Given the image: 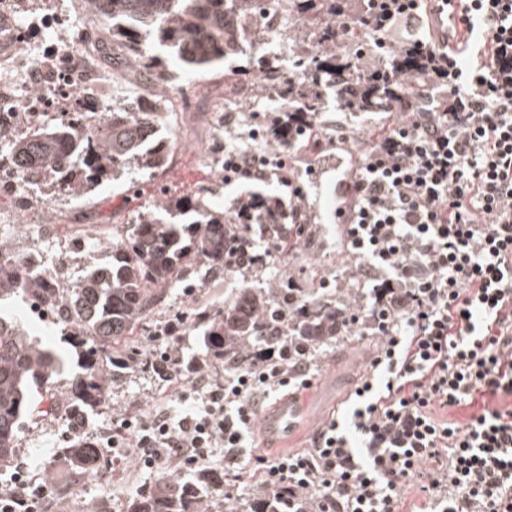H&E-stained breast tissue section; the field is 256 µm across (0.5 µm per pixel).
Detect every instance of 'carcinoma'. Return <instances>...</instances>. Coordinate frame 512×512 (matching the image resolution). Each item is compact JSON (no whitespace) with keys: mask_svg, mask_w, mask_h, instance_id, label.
Instances as JSON below:
<instances>
[{"mask_svg":"<svg viewBox=\"0 0 512 512\" xmlns=\"http://www.w3.org/2000/svg\"><path fill=\"white\" fill-rule=\"evenodd\" d=\"M253 0H84L90 16L110 24L112 44H122L146 62L155 88L170 82L163 50L191 71L224 66L228 60L252 53L240 31L227 25V13L245 12ZM296 22L317 27L314 51L301 69L324 91L336 90L341 81L337 65L317 70L321 46L328 43L336 0H318L316 12L305 17L313 0H291ZM389 100L375 97L357 102L355 112H387ZM152 118L142 101L132 98L125 112L100 113L99 135L91 140L71 123L56 125L30 137L14 140L0 164L7 162L33 177L52 173L66 181V192L78 196L94 191L119 173L137 167L157 168L168 154L149 153L142 141L141 123ZM124 238L112 244L110 260L78 287L52 288L30 274L23 254L0 240V302L20 300L43 313L64 314L57 321L75 350L81 372L66 392L73 414L94 410L105 403L114 372L108 368L135 355L128 335L145 329L162 308L172 287L185 276L200 282L224 272V245L238 228L224 223L203 204V196L172 197L166 187L154 192L152 209L124 225ZM343 300L317 288H282L273 293L261 288H241L224 308L204 311L200 337L205 360L243 365L253 350L284 348L297 356L325 343H345L336 335V316ZM67 364V356L43 347L31 338L16 318L0 316V468L16 462L22 420L30 410L31 393L49 387ZM70 472L83 474L104 469L103 459L86 442L62 449ZM226 476L199 468L193 477L169 472L130 500L126 512H200L205 498Z\"/></svg>","mask_w":512,"mask_h":512,"instance_id":"obj_1","label":"carcinoma"}]
</instances>
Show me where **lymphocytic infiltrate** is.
I'll use <instances>...</instances> for the list:
<instances>
[{
	"mask_svg": "<svg viewBox=\"0 0 512 512\" xmlns=\"http://www.w3.org/2000/svg\"><path fill=\"white\" fill-rule=\"evenodd\" d=\"M370 29L390 66L337 89L341 109L388 94L393 119L360 151L352 215L338 233L348 291L340 336L372 337L378 351L344 409L300 453L256 457L254 504L283 512H512V0H459L462 28L439 32L429 0H392ZM414 93H407V86ZM261 139L275 167L246 152L224 155V183L241 186L225 223L240 227L224 267L248 256L276 263L308 220L290 174L298 156L323 152L316 113H268ZM279 182L287 197L262 192ZM173 336L169 378L200 397L178 422L166 413L128 424L116 448L169 472L215 449L237 460L257 410L309 388L328 352L296 359L256 351L234 372L185 360ZM469 409L465 419L455 411Z\"/></svg>",
	"mask_w": 512,
	"mask_h": 512,
	"instance_id": "obj_1",
	"label": "lymphocytic infiltrate"
}]
</instances>
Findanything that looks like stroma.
<instances>
[{
    "instance_id": "obj_1",
    "label": "stroma",
    "mask_w": 512,
    "mask_h": 512,
    "mask_svg": "<svg viewBox=\"0 0 512 512\" xmlns=\"http://www.w3.org/2000/svg\"><path fill=\"white\" fill-rule=\"evenodd\" d=\"M265 61L262 53L240 57L237 61L238 80L243 88L244 112L238 113L233 127L215 128L206 110L198 109L195 95L198 74L181 70L176 62H169L168 69L175 78L170 83L169 95L178 96L193 104L194 109L185 113L178 131V153L160 172L140 170L138 182L153 186L162 180L170 194L184 196L194 194L201 185L210 192L204 203L213 213L223 214L226 204L237 196L234 187H225L223 171L208 166L205 162L213 146L228 145L239 150L249 147L265 148V141H252L248 133L252 128L246 113L253 102H260L265 111L287 110V102L268 90L261 67ZM127 178L104 182L86 197L50 195L48 211L28 214L11 209L8 200L0 195V239H9L21 251L30 245L29 232L47 224H68L74 216L87 214L94 218L101 240L91 243L90 248L99 255H107L105 239L113 225L126 224L136 216V207L125 204ZM316 241L313 248L303 250L299 259L284 266H272L265 272L266 280L295 278L301 286L334 279L343 267L345 259L336 253L340 238L335 225L319 224L315 227ZM224 291H213L203 287L188 293L175 287L166 307L155 315V322L169 317L190 313L197 309L214 310L224 305ZM137 354L134 359L121 366L120 378L109 387L106 402L87 415L88 425L75 431V419L65 407L64 393L67 378L61 377L38 395L19 434V461L24 465L28 482L45 488L42 497L33 500L31 512H126L129 500L153 485L159 477L156 469L146 467L140 456L128 453L112 445V430L123 424L128 417L148 414L157 403H165L172 420L182 418L188 408L187 395L191 390L186 385L165 381L144 374L145 359L163 355L168 343L151 336L138 335L133 339ZM374 352L373 339H353L352 343L333 346L331 354L318 372L311 388L304 390L299 403L310 418L311 426L296 434L271 438L259 423L251 429L255 447L244 449L240 466L252 463L255 456H273L293 453L308 444L312 426L322 422L354 390L356 383L369 370ZM78 432L81 441L100 445L108 466L104 471L92 473L77 481H59L46 485L45 473L56 467L61 455L60 448L67 433Z\"/></svg>"
}]
</instances>
